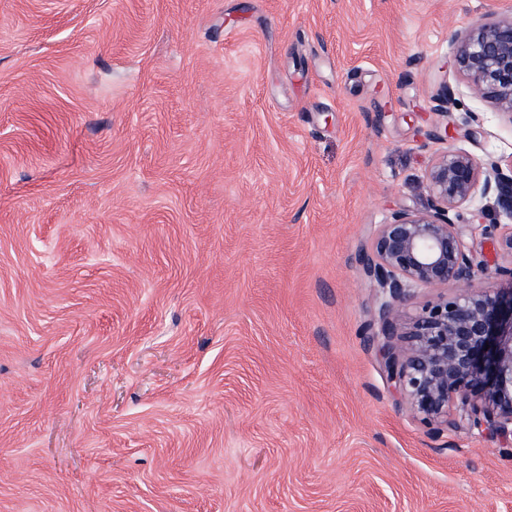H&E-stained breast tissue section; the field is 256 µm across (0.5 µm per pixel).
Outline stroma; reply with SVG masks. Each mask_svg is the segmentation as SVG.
Returning a JSON list of instances; mask_svg holds the SVG:
<instances>
[{
  "mask_svg": "<svg viewBox=\"0 0 512 512\" xmlns=\"http://www.w3.org/2000/svg\"><path fill=\"white\" fill-rule=\"evenodd\" d=\"M512 0H0V512H512L430 434L358 254L512 118L451 61ZM483 133L426 142L435 98Z\"/></svg>",
  "mask_w": 512,
  "mask_h": 512,
  "instance_id": "stroma-1",
  "label": "stroma"
}]
</instances>
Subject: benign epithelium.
Here are the masks:
<instances>
[{"label": "benign epithelium", "instance_id": "benign-epithelium-1", "mask_svg": "<svg viewBox=\"0 0 512 512\" xmlns=\"http://www.w3.org/2000/svg\"><path fill=\"white\" fill-rule=\"evenodd\" d=\"M453 59L472 89L512 118V17L472 23L457 39ZM426 181L427 207L392 212L360 255L377 294L367 335L380 342L388 383L429 432L465 428L512 439V225H480L503 250L502 262L488 266L469 246L475 227L455 222L478 193L501 201L512 220V166L479 163L450 148ZM419 288L453 292L407 323L401 307Z\"/></svg>", "mask_w": 512, "mask_h": 512}]
</instances>
